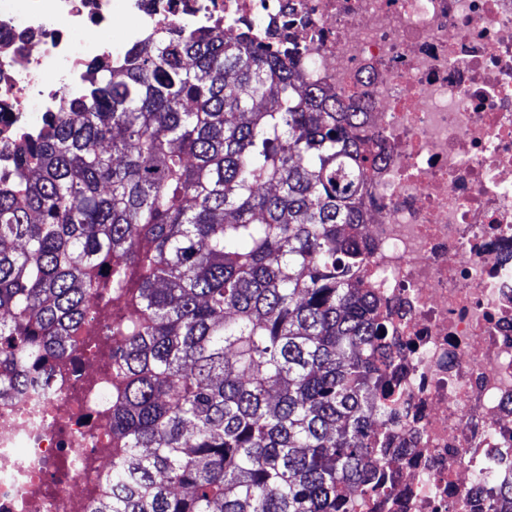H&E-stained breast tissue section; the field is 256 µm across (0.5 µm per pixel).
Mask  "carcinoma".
Returning a JSON list of instances; mask_svg holds the SVG:
<instances>
[{"instance_id": "obj_1", "label": "carcinoma", "mask_w": 512, "mask_h": 512, "mask_svg": "<svg viewBox=\"0 0 512 512\" xmlns=\"http://www.w3.org/2000/svg\"><path fill=\"white\" fill-rule=\"evenodd\" d=\"M0 184V395L112 296L92 512H381L397 326L367 288L362 113L245 27L103 59Z\"/></svg>"}]
</instances>
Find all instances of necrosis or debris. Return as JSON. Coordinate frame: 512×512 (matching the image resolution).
<instances>
[{
    "label": "necrosis or debris",
    "mask_w": 512,
    "mask_h": 512,
    "mask_svg": "<svg viewBox=\"0 0 512 512\" xmlns=\"http://www.w3.org/2000/svg\"><path fill=\"white\" fill-rule=\"evenodd\" d=\"M155 28L256 25L353 98L385 140L369 173L371 286L402 325L389 430L405 512H505L512 485V0H0V182L18 132ZM44 386L0 397V512L112 493V334L89 312ZM494 482L478 483L485 465Z\"/></svg>",
    "instance_id": "1"
}]
</instances>
